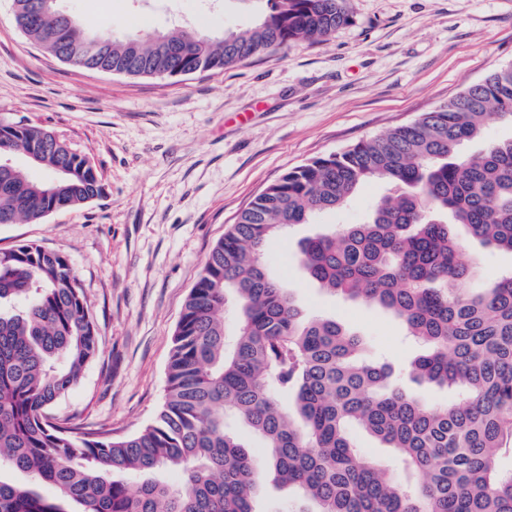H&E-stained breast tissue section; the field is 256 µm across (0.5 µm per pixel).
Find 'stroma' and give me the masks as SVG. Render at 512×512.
I'll use <instances>...</instances> for the list:
<instances>
[{
  "label": "stroma",
  "mask_w": 512,
  "mask_h": 512,
  "mask_svg": "<svg viewBox=\"0 0 512 512\" xmlns=\"http://www.w3.org/2000/svg\"><path fill=\"white\" fill-rule=\"evenodd\" d=\"M100 15L114 36L192 26L243 28L267 0H65ZM351 21L327 41L295 42L217 72L129 77L59 61L32 45L0 0V123L44 126L93 165L102 187L86 205L38 224L0 226V250L36 243L64 254L99 336L52 422L126 436L165 397L173 337L211 249L239 212L286 171L415 120L512 63V0H348ZM383 192L271 239L265 260L306 316L335 318L400 387L438 404L450 392L402 371L422 354L401 321L331 296L298 263L299 243L355 224ZM475 282L512 271V253L465 239Z\"/></svg>",
  "instance_id": "stroma-1"
}]
</instances>
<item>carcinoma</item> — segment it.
<instances>
[{
	"label": "carcinoma",
	"instance_id": "obj_1",
	"mask_svg": "<svg viewBox=\"0 0 512 512\" xmlns=\"http://www.w3.org/2000/svg\"><path fill=\"white\" fill-rule=\"evenodd\" d=\"M43 0H13L27 39L66 63L99 41L112 73L172 77L191 67L224 71L255 55L328 40L348 24L347 0H268L244 29L210 36L192 27L115 38L78 19L61 30L37 15ZM512 122V64L469 84L448 103L347 149L282 174L243 209L209 253L178 323L164 403L137 433L112 438L63 428L47 409L99 352L97 327L67 258L27 243L0 251V512H255L262 473L294 487L293 512H512V273L480 288L460 260L458 225L512 253V140L475 155L485 117ZM19 155L49 178L0 168V224L40 223L101 193L95 169L53 132L0 129V154ZM367 180L389 186L362 224L300 244V266L318 287L394 313L427 346L415 380L453 388L427 405L367 360L331 318L305 317L264 260L268 241L343 208ZM237 329L226 349L224 310ZM232 414L259 434L256 460L224 430ZM359 427L420 476L402 485L350 439ZM161 470L180 473L170 484ZM53 493L45 495L39 485Z\"/></svg>",
	"mask_w": 512,
	"mask_h": 512
}]
</instances>
